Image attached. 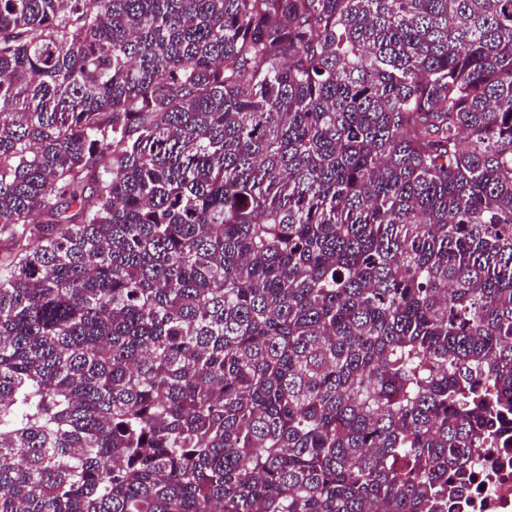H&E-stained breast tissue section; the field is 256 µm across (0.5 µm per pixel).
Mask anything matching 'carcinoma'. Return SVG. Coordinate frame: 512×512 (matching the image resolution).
Here are the masks:
<instances>
[{
  "label": "carcinoma",
  "mask_w": 512,
  "mask_h": 512,
  "mask_svg": "<svg viewBox=\"0 0 512 512\" xmlns=\"http://www.w3.org/2000/svg\"><path fill=\"white\" fill-rule=\"evenodd\" d=\"M0 237V512H453L512 0H0Z\"/></svg>",
  "instance_id": "cac0c4a2"
}]
</instances>
